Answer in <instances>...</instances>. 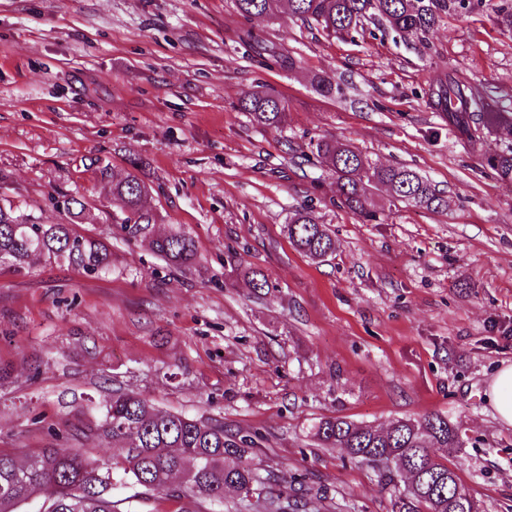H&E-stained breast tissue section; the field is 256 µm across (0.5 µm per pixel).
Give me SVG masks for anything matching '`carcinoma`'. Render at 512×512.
I'll return each mask as SVG.
<instances>
[{"label": "carcinoma", "instance_id": "obj_1", "mask_svg": "<svg viewBox=\"0 0 512 512\" xmlns=\"http://www.w3.org/2000/svg\"><path fill=\"white\" fill-rule=\"evenodd\" d=\"M244 18L288 15L313 22L328 36L344 38L365 22L377 20L406 38L426 37L445 16L461 17L482 7L483 0H235ZM436 109L461 138L473 142L489 127L512 126L511 112H494L476 99L455 75L433 92ZM240 110L258 127L284 126L288 112L281 100L255 91L239 100ZM336 180V201L366 221L378 219L369 188L387 187L395 201L428 211L447 206L444 192L416 170L382 166L353 146L330 140L310 144ZM487 165L502 181L512 183V148ZM112 201L125 215L124 228L148 241L150 249L169 266L186 269L197 262L193 239L183 230L149 236L152 214L144 208L146 187L129 172L112 179ZM67 224H39L11 203L0 204V264L20 273L39 256L64 261L90 275L112 270V251L100 239L80 234L77 224L94 220L90 204L65 197ZM289 243L312 260L324 261L336 248L326 225L305 207L294 210L285 224ZM88 432L112 441L123 456L104 467L80 453L49 446L22 458L0 453V512H19L35 503L33 512H132L125 499L112 498L114 484H132L143 494L162 493L185 501L182 512H202V504L220 502L228 490L240 493L257 512H306L309 490L287 487L273 472L264 475L245 458L258 447V434H228L224 423L155 408L148 400L114 392ZM321 448H336L378 473L390 490V512H483L482 503L465 488L458 468L436 448L463 447L459 428L447 418L425 413L395 418L374 428L346 417L330 416L313 426Z\"/></svg>", "mask_w": 512, "mask_h": 512}]
</instances>
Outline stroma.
Instances as JSON below:
<instances>
[{
	"mask_svg": "<svg viewBox=\"0 0 512 512\" xmlns=\"http://www.w3.org/2000/svg\"><path fill=\"white\" fill-rule=\"evenodd\" d=\"M251 30L260 43L240 41ZM512 112V34L489 12L406 41L380 24L340 40L234 0H0V200L63 224L85 197L112 270L0 266V451L93 426L113 391L259 433L248 462L310 487L308 512H388L369 467L316 446L325 416L374 427L434 412L459 425L453 462L485 512H512V426L486 399L512 364V183L486 158L501 128L459 138L432 107L447 74ZM329 74L341 90L315 87ZM268 90L285 126L236 104ZM348 143L444 191L427 211L372 190L379 221L336 204L310 141ZM138 158L153 231L187 232L198 264L167 266L121 226L112 179ZM306 206L332 231L316 263L283 233ZM273 287L255 295L248 270Z\"/></svg>",
	"mask_w": 512,
	"mask_h": 512,
	"instance_id": "stroma-1",
	"label": "stroma"
}]
</instances>
